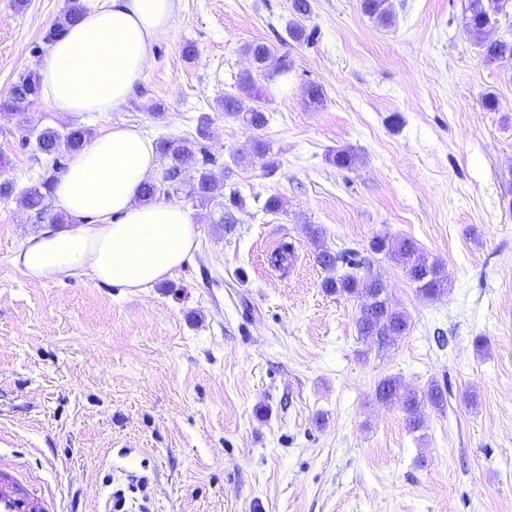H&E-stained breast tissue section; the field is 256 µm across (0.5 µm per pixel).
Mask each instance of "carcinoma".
<instances>
[{
  "mask_svg": "<svg viewBox=\"0 0 512 512\" xmlns=\"http://www.w3.org/2000/svg\"><path fill=\"white\" fill-rule=\"evenodd\" d=\"M512 0H470L467 25L479 39L482 47V58L487 64L512 59V42L482 40L485 28L490 23L491 16L507 8ZM361 11L377 24L388 27L393 23V15L389 8V0H361ZM84 12L80 0H68V4L58 21L47 31L44 40L52 42L69 26L76 23ZM312 12L311 0H293L286 31L288 37L298 43L307 42L311 34L307 33L305 21ZM244 52L251 57L256 72L264 78L288 72V63L283 56H276L273 49L264 42H254L244 47ZM40 92L38 76L29 72L19 77L13 84L10 94L0 100V110L11 115L25 114L33 98ZM224 114L233 116L250 130L259 131L267 124L265 112L259 107L245 108L241 100L234 95L224 97ZM87 131L77 128L60 134L52 128L41 130L36 137L38 151L53 157L51 171L43 176L39 184L24 191L19 198L21 206L43 216L48 211V200L51 197L56 174L64 169L60 158L67 153L76 151L84 146ZM159 147L168 159V166L162 181L172 185L178 184L181 172L194 158L191 143L181 139H166ZM330 163L339 168H350L355 165L357 156L349 148L338 149L329 156ZM187 196L205 206L212 201L224 197V182L216 179L210 172H200L195 184L187 192ZM370 249L376 253L384 252L397 262L404 270L407 278L416 284L420 295L425 298H436L444 294L448 279L443 273L441 264L430 259L418 244L411 238L391 240L386 236H378L371 241ZM317 262L326 268H335L343 263L354 269L359 268L360 262L351 256L349 251L334 253L326 248L319 250ZM292 261L291 247L283 243L271 255L272 266L286 270ZM324 288L339 296H354L361 300L357 328L360 335L372 336H401L408 330L406 315L392 308L385 297L383 283L370 276H359L346 273L336 278H329ZM376 396L382 401H398L402 404L409 425L417 429L424 420L425 404L441 408L444 404V392L438 385L431 386L424 396L402 390L397 380L384 378L376 386Z\"/></svg>",
  "mask_w": 512,
  "mask_h": 512,
  "instance_id": "obj_1",
  "label": "carcinoma"
}]
</instances>
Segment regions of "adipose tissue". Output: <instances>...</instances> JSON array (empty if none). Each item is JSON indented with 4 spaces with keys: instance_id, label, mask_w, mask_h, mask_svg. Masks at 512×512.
I'll return each instance as SVG.
<instances>
[{
    "instance_id": "obj_1",
    "label": "adipose tissue",
    "mask_w": 512,
    "mask_h": 512,
    "mask_svg": "<svg viewBox=\"0 0 512 512\" xmlns=\"http://www.w3.org/2000/svg\"><path fill=\"white\" fill-rule=\"evenodd\" d=\"M177 0H107L53 43L38 69L41 91L63 115L114 112L174 28ZM157 169L154 140L135 125L104 129L69 155L54 198L69 225L29 237L14 262L33 280L79 272L136 294L190 262L197 232L190 213L140 192Z\"/></svg>"
}]
</instances>
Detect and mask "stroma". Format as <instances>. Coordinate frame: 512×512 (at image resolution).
<instances>
[{
  "mask_svg": "<svg viewBox=\"0 0 512 512\" xmlns=\"http://www.w3.org/2000/svg\"><path fill=\"white\" fill-rule=\"evenodd\" d=\"M66 3L0 0V95L37 71ZM389 4L384 28L360 0H313L316 35L297 43L289 0H179L120 110L76 120L40 97L26 122L0 112V182L14 188L0 197V465L61 512H103L116 490L131 512H512V60L485 64L479 46L512 41V9L479 40L470 0ZM253 41L290 65L287 82L256 81L271 171L224 114ZM115 124L192 142L244 206L223 224L219 203L192 204L195 164L155 195L198 234L172 276L138 294L79 273L27 278L13 258L45 224L18 201L46 171L37 132ZM342 147L355 167L329 163ZM378 235L414 239L448 291L422 298L371 251ZM284 242L283 272L269 258ZM322 247L359 252L405 335L360 338L359 300L323 286L345 269L318 264ZM386 377L439 385L444 410L411 429L400 403L375 397Z\"/></svg>",
  "mask_w": 512,
  "mask_h": 512,
  "instance_id": "1",
  "label": "stroma"
}]
</instances>
